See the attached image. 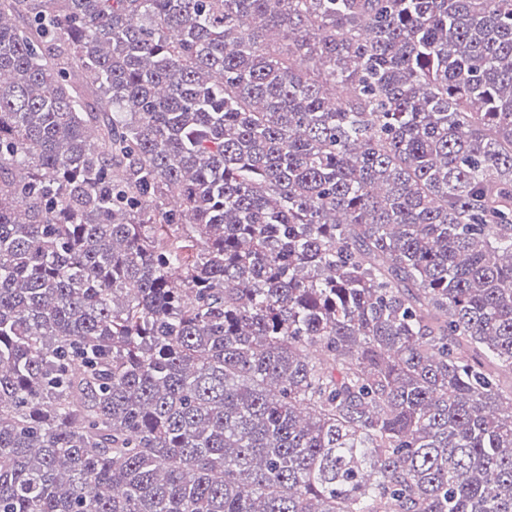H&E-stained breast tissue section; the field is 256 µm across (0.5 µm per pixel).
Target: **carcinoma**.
Returning <instances> with one entry per match:
<instances>
[{"label":"carcinoma","mask_w":512,"mask_h":512,"mask_svg":"<svg viewBox=\"0 0 512 512\" xmlns=\"http://www.w3.org/2000/svg\"><path fill=\"white\" fill-rule=\"evenodd\" d=\"M489 362L512 0H0V512H512Z\"/></svg>","instance_id":"obj_1"}]
</instances>
